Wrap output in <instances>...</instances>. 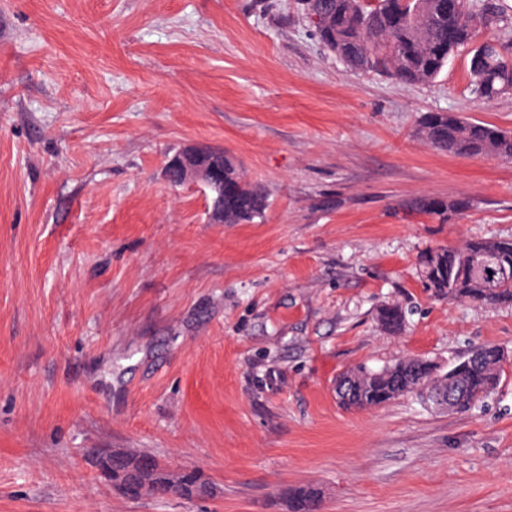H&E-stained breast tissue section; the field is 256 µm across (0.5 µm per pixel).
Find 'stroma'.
Returning a JSON list of instances; mask_svg holds the SVG:
<instances>
[{
  "mask_svg": "<svg viewBox=\"0 0 512 512\" xmlns=\"http://www.w3.org/2000/svg\"><path fill=\"white\" fill-rule=\"evenodd\" d=\"M468 85L463 52L428 84L350 70L299 0H0V512H287L300 484L323 512H512V366L466 415L334 390L358 365L512 352V308L419 275L512 237V162L418 134L439 111L512 132V94ZM195 145L237 157L261 218L167 180ZM99 450L212 492L127 499ZM375 317L378 325L389 334H399L406 327V310L398 302L381 304Z\"/></svg>",
  "mask_w": 512,
  "mask_h": 512,
  "instance_id": "stroma-1",
  "label": "stroma"
}]
</instances>
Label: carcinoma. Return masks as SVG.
I'll use <instances>...</instances> for the list:
<instances>
[{
  "label": "carcinoma",
  "instance_id": "1",
  "mask_svg": "<svg viewBox=\"0 0 512 512\" xmlns=\"http://www.w3.org/2000/svg\"><path fill=\"white\" fill-rule=\"evenodd\" d=\"M448 0H380L376 9L363 0H313L309 7L321 12L328 25L317 33L323 46L350 69L383 74L406 84L436 79L448 60L459 50L468 56L482 54L479 68L468 67L469 91L483 103L512 92V55L493 44L476 45L480 29L508 27L512 16L497 0H486L475 13L464 4L450 11ZM419 135L431 147L454 155L477 157L495 155L512 161V133L494 125L465 118L455 112H432L419 128ZM224 195L221 218L226 224L250 223L262 217L267 199L248 183L231 156H224ZM464 206L425 198L421 211L442 218ZM474 251L495 253L492 268L512 269V239L471 238L459 247L439 248L422 255L419 266L435 298H448L499 308L512 307V276L492 278L476 273L467 262ZM378 325L389 334L406 327V310L397 302L380 305L375 313ZM499 347L485 344L448 363L404 357L378 369L356 366L336 379V397L349 408L369 409L388 405L415 395L434 405L438 394L455 395V413L467 414L497 388L503 368ZM148 481L149 496L194 498L208 491L209 483L196 470L172 473L154 458L134 452H117L112 461V483L135 491L139 480ZM288 512H321L318 488L301 485L286 494Z\"/></svg>",
  "mask_w": 512,
  "mask_h": 512
}]
</instances>
